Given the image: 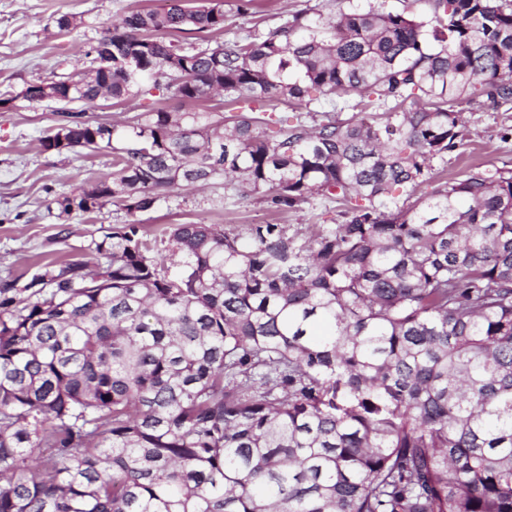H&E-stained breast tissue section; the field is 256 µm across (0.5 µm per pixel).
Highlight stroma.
<instances>
[{
  "label": "stroma",
  "mask_w": 512,
  "mask_h": 512,
  "mask_svg": "<svg viewBox=\"0 0 512 512\" xmlns=\"http://www.w3.org/2000/svg\"><path fill=\"white\" fill-rule=\"evenodd\" d=\"M166 0H0V288L10 287L14 298L35 301L36 283L46 272H59L82 260L106 264L112 233L127 224L142 227L153 245L156 260H168L165 230L172 224H219L226 231L244 232L247 225L289 224L308 232L313 224L337 219L335 202L313 200L284 214L273 212L260 199L237 202L224 196L223 187L180 190L147 212L129 213L115 205L93 212L61 214L54 202L61 194L111 176L112 154L44 149L42 139L58 123L51 102L29 105L20 95L33 79L60 74L59 60L79 62L83 47L98 37L112 20L141 8L160 9ZM376 8L407 12L423 20L433 17L429 0H224V38L239 40L265 34L294 15L328 18L341 12ZM81 18L79 29L57 34L53 20L61 14ZM466 144L435 162L425 192H433L451 178L464 177L474 166L492 170L512 167V111L472 104L464 113Z\"/></svg>",
  "instance_id": "1"
}]
</instances>
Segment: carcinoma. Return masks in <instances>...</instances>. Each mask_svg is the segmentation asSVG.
Returning <instances> with one entry per match:
<instances>
[{
  "instance_id": "1",
  "label": "carcinoma",
  "mask_w": 512,
  "mask_h": 512,
  "mask_svg": "<svg viewBox=\"0 0 512 512\" xmlns=\"http://www.w3.org/2000/svg\"><path fill=\"white\" fill-rule=\"evenodd\" d=\"M186 2L128 13L85 66L27 84L61 116L42 146L112 150V181L54 202L143 212L222 180L341 221L172 224L169 267L128 224L106 266L4 299L0 512H512V169L421 191L465 145L463 106H512V0H431L433 25L295 15L232 42L214 38L224 0ZM164 90L188 108L141 104ZM319 97L375 113L308 126ZM107 100L135 114L87 115Z\"/></svg>"
}]
</instances>
